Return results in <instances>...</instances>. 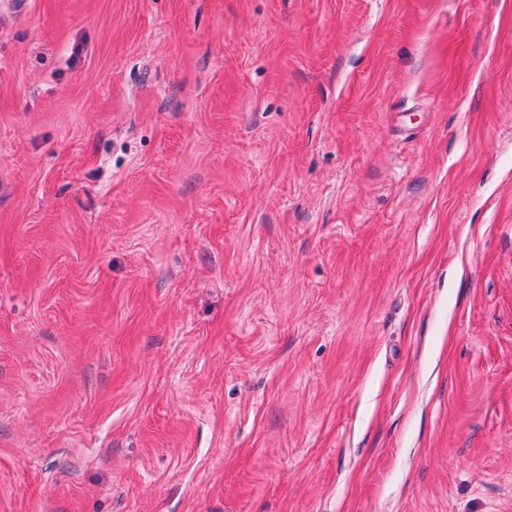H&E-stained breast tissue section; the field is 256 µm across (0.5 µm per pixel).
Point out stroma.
I'll return each mask as SVG.
<instances>
[{
    "label": "stroma",
    "mask_w": 512,
    "mask_h": 512,
    "mask_svg": "<svg viewBox=\"0 0 512 512\" xmlns=\"http://www.w3.org/2000/svg\"><path fill=\"white\" fill-rule=\"evenodd\" d=\"M0 512H512V0H0Z\"/></svg>",
    "instance_id": "35a3bbf8"
}]
</instances>
